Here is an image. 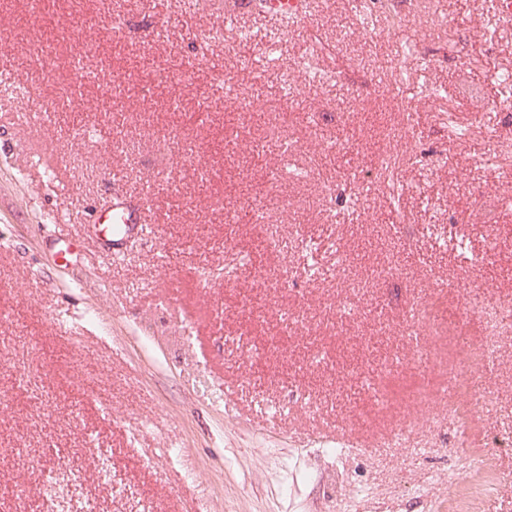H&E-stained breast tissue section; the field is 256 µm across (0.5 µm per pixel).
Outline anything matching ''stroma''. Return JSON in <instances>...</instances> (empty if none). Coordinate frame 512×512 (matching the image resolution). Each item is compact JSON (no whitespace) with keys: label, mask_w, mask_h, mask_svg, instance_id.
I'll return each mask as SVG.
<instances>
[{"label":"stroma","mask_w":512,"mask_h":512,"mask_svg":"<svg viewBox=\"0 0 512 512\" xmlns=\"http://www.w3.org/2000/svg\"><path fill=\"white\" fill-rule=\"evenodd\" d=\"M49 2L71 34L0 0V114L22 113L0 123V512H51L54 447L69 512H512V338L468 381L482 472L460 474L440 398L477 359L467 292L512 303V25L486 22L512 0H439L431 39L361 25L390 0L287 25L247 0L230 25L225 0ZM391 153L414 158L395 195ZM117 193L147 224L114 255L84 226ZM232 252L250 264L210 276Z\"/></svg>","instance_id":"1"}]
</instances>
